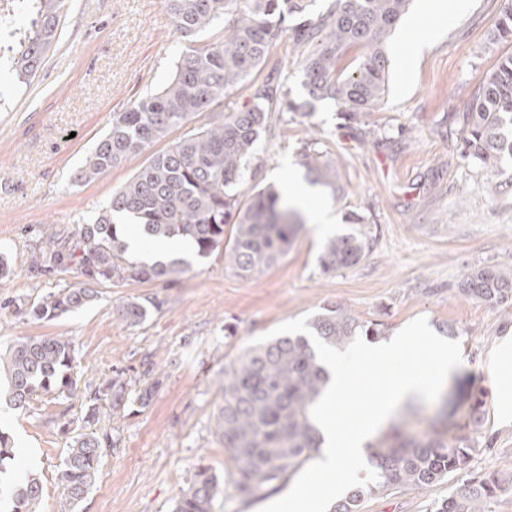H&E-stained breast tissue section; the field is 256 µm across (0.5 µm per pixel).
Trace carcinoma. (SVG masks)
I'll return each mask as SVG.
<instances>
[{
    "label": "carcinoma",
    "instance_id": "1",
    "mask_svg": "<svg viewBox=\"0 0 512 512\" xmlns=\"http://www.w3.org/2000/svg\"><path fill=\"white\" fill-rule=\"evenodd\" d=\"M62 0H38L30 21L28 45L21 52L20 74L34 72L56 35ZM181 41L168 82L156 93L112 117V127L75 173L88 182L121 162L167 141L127 181L105 209L80 225L77 239L51 237L32 256L31 267L82 280L45 295L31 307L38 319L53 320L88 307L98 297L96 286L129 281L174 283L189 268L181 257L140 261L129 251L128 236L118 222L135 220L139 237L149 243L184 240L195 255L206 257L224 246L228 264L248 277L277 264L304 229L302 215L288 206L273 187L242 199L237 186L266 130L270 113L294 112L288 81L260 87L242 109L224 110V98L262 64L279 29H291L293 42L311 48L303 61V87L314 100H332L342 117L357 122L385 95L389 59L387 40L408 10L410 0H329L314 16V0H163ZM224 22V40L199 44L200 36ZM494 39L512 41V6L502 11ZM358 51L355 66L340 70L341 58ZM202 112L212 120L168 140ZM463 157L487 168L512 158V53L502 57L479 89L465 118ZM313 183L342 191L332 164L303 154ZM368 245L359 231L328 239L318 257L325 273L356 266ZM462 296L490 308L512 303V270L473 269L460 284ZM159 309L153 298L123 302L115 313L137 325ZM313 332L331 346L355 336L382 335L377 324L362 322L338 306L322 307L308 321ZM73 343L59 336L22 338L0 354V377L13 409L29 406L33 397L54 394L72 398L78 387L72 371ZM328 375L315 347L304 334L278 336L243 351L224 369L220 386L224 403L216 433L240 475L235 489L253 495L285 473L300 469L320 448L319 431L310 409L319 399ZM94 433L78 434L66 449L59 479L71 503L81 501L93 483L103 442ZM472 448L465 437L432 430L421 438L400 432L369 445L368 463L377 475L336 503L332 512H360L364 498L393 487L424 489L466 468ZM222 491L210 469L200 467L173 512H213ZM512 491V479L494 473L476 475L452 487L434 503V512H485V505ZM43 485L28 476L11 490V512H33Z\"/></svg>",
    "mask_w": 512,
    "mask_h": 512
}]
</instances>
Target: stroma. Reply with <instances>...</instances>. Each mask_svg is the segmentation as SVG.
<instances>
[{
	"mask_svg": "<svg viewBox=\"0 0 512 512\" xmlns=\"http://www.w3.org/2000/svg\"><path fill=\"white\" fill-rule=\"evenodd\" d=\"M504 3L468 0L410 78L389 65L385 96L361 122L342 120L330 100L313 101L304 120L272 116L238 191L247 199L270 183L287 187L289 177L306 173L304 152L324 155L343 186L334 198L315 189L335 219L329 231L306 224L286 257L247 278L218 249L193 260L174 284L106 285L91 306L50 321L30 315V307L79 276L34 271L32 255L51 234L75 233L146 164L147 153L132 154L89 182L74 180L113 114L169 80L182 43L162 0H65L58 35L35 74L22 83L12 65H0V254L11 267L0 279V351L22 337H68L79 387L75 398L42 395L20 411L0 403V430L11 435L15 454L6 477L39 478L44 493L35 512H172L202 466L223 484L214 512H259L284 495L294 482L288 474L264 496L236 493L235 468L215 434L219 385L253 339L325 305L383 323L389 337L423 316L461 346L462 363L443 391L465 397L455 420L473 448L467 468L425 489L368 496L361 512H432L473 474H512V420L504 421V394L483 369L512 333V304L492 309L458 291L473 268L512 269V163L488 169L461 154L463 115L500 57L512 52V42L493 38ZM307 53L280 32L230 101L244 106L257 87L284 79L296 101L306 100L300 80ZM355 215L371 240L364 258L322 272L324 243L351 232ZM147 296L161 307L144 323L114 314L116 305ZM149 365L160 382L149 405L116 411L99 398L114 381L143 388ZM471 395L484 401L475 416ZM441 407L413 400L392 424L423 434ZM92 431L110 435L112 444L88 493L72 506L58 480L60 464L74 437Z\"/></svg>",
	"mask_w": 512,
	"mask_h": 512,
	"instance_id": "obj_1",
	"label": "stroma"
}]
</instances>
